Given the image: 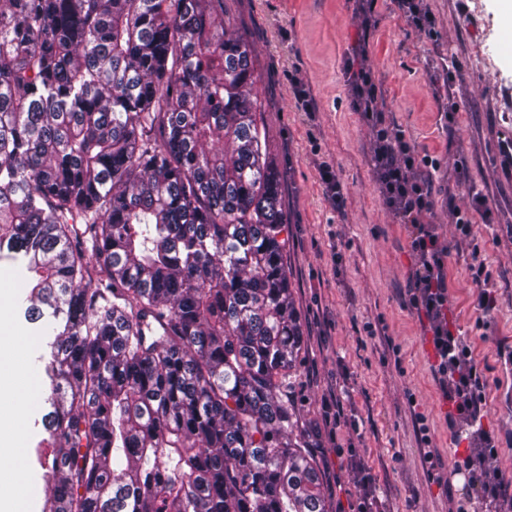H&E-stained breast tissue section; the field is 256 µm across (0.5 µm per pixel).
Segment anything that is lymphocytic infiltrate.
Returning <instances> with one entry per match:
<instances>
[{
	"label": "lymphocytic infiltrate",
	"instance_id": "lymphocytic-infiltrate-1",
	"mask_svg": "<svg viewBox=\"0 0 512 512\" xmlns=\"http://www.w3.org/2000/svg\"><path fill=\"white\" fill-rule=\"evenodd\" d=\"M349 77L355 111L373 122V168L384 201L400 223L413 228L412 247L420 256V265L408 285L411 304L432 323L438 371L448 400L455 402L457 414L478 422L486 401L485 381L470 345L448 318L445 252L438 246L432 225L424 220L434 207L431 182L411 177L415 147L403 129L387 120L384 93L372 68L363 65L350 70Z\"/></svg>",
	"mask_w": 512,
	"mask_h": 512
}]
</instances>
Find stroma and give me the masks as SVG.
<instances>
[{
    "mask_svg": "<svg viewBox=\"0 0 512 512\" xmlns=\"http://www.w3.org/2000/svg\"><path fill=\"white\" fill-rule=\"evenodd\" d=\"M434 30L409 26L393 0H378V28L369 36L368 65L388 93L386 110L409 136L418 156L413 176L430 174L435 197L428 216L446 249L448 317L473 350L487 382L483 423L500 443L482 457L479 434L459 438L448 427L454 404L436 378L430 322L405 294L420 258L410 231L382 203L369 159L374 139L353 108L346 63L362 34L353 0H224V20L249 41L258 120L278 170L286 222L284 258L290 272L303 347L292 399L314 449L323 490L335 512H360L356 483L363 473L390 512H495L480 494L463 496V477L451 466L471 458L491 480L512 483V366L499 347L512 346V28L505 0H427ZM311 86L315 118L299 111L292 78ZM457 104L447 122L438 101ZM332 165L345 204L326 199L320 162ZM477 217L473 236L459 215ZM490 275L497 306L476 328L478 290L473 259ZM347 391L341 425L325 421L324 395ZM28 404L30 414L8 445L0 446V477L18 465L38 467L32 415L47 385ZM427 437H420L418 417Z\"/></svg>",
    "mask_w": 512,
    "mask_h": 512,
    "instance_id": "1",
    "label": "stroma"
}]
</instances>
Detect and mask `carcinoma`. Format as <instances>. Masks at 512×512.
<instances>
[{"label": "carcinoma", "mask_w": 512, "mask_h": 512, "mask_svg": "<svg viewBox=\"0 0 512 512\" xmlns=\"http://www.w3.org/2000/svg\"><path fill=\"white\" fill-rule=\"evenodd\" d=\"M252 51L224 0H0V260L44 337L42 512H333Z\"/></svg>", "instance_id": "obj_1"}]
</instances>
